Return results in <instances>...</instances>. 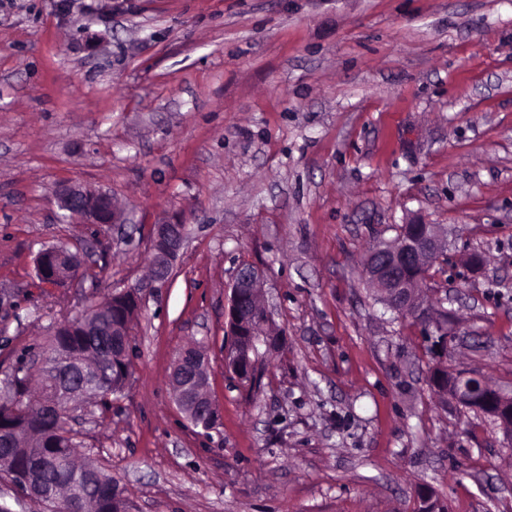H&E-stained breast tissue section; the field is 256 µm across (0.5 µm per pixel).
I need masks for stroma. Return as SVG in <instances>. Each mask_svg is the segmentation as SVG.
<instances>
[{"label": "stroma", "mask_w": 512, "mask_h": 512, "mask_svg": "<svg viewBox=\"0 0 512 512\" xmlns=\"http://www.w3.org/2000/svg\"><path fill=\"white\" fill-rule=\"evenodd\" d=\"M62 183L125 223L64 222ZM413 217L450 230L422 285L453 312L442 347L361 265ZM165 220L190 238L145 293L126 393L73 424L128 512H413L424 484L449 512H512V444L429 387L442 359L512 390V0H0V380L144 280ZM50 246L84 278L40 287ZM243 262L283 331L250 388L224 371ZM194 342L207 434L170 382ZM208 386L209 382L205 375H203L195 390V394L199 393V395L195 397L190 393H184L179 390V392L177 391L178 404H176L180 411L185 412L184 414L189 421L194 422L197 417L201 419L199 425L205 432L212 430L211 419H214L219 412L210 393L208 394ZM205 426L208 428H205Z\"/></svg>", "instance_id": "stroma-1"}]
</instances>
